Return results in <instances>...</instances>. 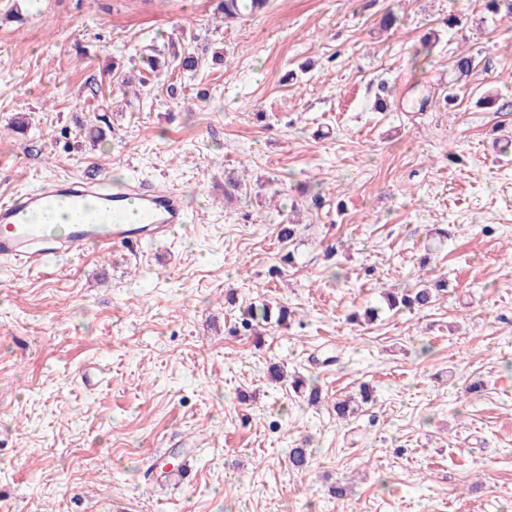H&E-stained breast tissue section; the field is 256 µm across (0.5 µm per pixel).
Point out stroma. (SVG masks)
Here are the masks:
<instances>
[{
	"instance_id": "stroma-1",
	"label": "stroma",
	"mask_w": 512,
	"mask_h": 512,
	"mask_svg": "<svg viewBox=\"0 0 512 512\" xmlns=\"http://www.w3.org/2000/svg\"><path fill=\"white\" fill-rule=\"evenodd\" d=\"M154 40L224 61L181 105L91 96ZM510 140L512 15L483 0H271L227 27L214 0H0V195L102 173L191 207L134 255L0 264V512H512ZM229 178L245 194L225 199ZM427 267L447 294L387 309ZM269 301L288 326L235 332ZM95 360L109 379L83 386ZM183 450L187 480L149 477Z\"/></svg>"
}]
</instances>
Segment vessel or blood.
I'll return each mask as SVG.
<instances>
[{
    "label": "vessel or blood",
    "mask_w": 512,
    "mask_h": 512,
    "mask_svg": "<svg viewBox=\"0 0 512 512\" xmlns=\"http://www.w3.org/2000/svg\"><path fill=\"white\" fill-rule=\"evenodd\" d=\"M60 199L77 209L93 203L101 218L71 223L64 238L50 235L46 225L33 223L31 217L48 211ZM188 222L182 194L175 189L96 177L57 181L0 199V258L20 268H39L90 248L105 252L155 242L174 235Z\"/></svg>",
    "instance_id": "1"
}]
</instances>
